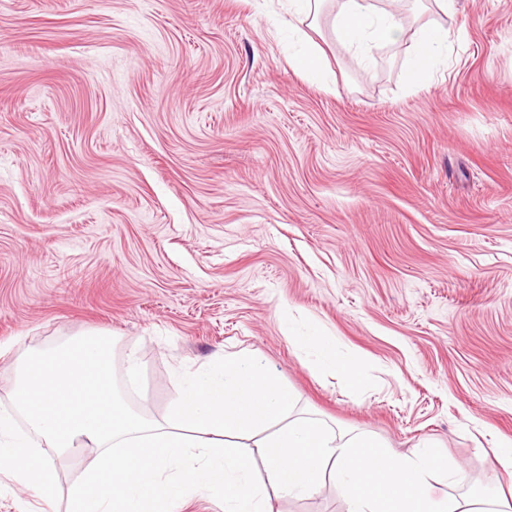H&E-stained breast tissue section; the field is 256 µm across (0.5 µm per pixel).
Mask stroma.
<instances>
[{
    "instance_id": "obj_1",
    "label": "stroma",
    "mask_w": 512,
    "mask_h": 512,
    "mask_svg": "<svg viewBox=\"0 0 512 512\" xmlns=\"http://www.w3.org/2000/svg\"><path fill=\"white\" fill-rule=\"evenodd\" d=\"M285 0H0V411L28 351L111 332L116 386L160 420L175 377L247 350L336 429L429 441L466 492L512 486V0H408L362 68ZM438 26L448 62H407ZM328 84L289 61L300 35ZM336 339L365 380L316 368ZM95 455L52 454L53 498L0 472V512H66ZM273 512H346L331 479ZM448 52V29L423 26L408 59L411 81L426 85L444 63Z\"/></svg>"
}]
</instances>
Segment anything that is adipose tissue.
Instances as JSON below:
<instances>
[{
	"label": "adipose tissue",
	"mask_w": 512,
	"mask_h": 512,
	"mask_svg": "<svg viewBox=\"0 0 512 512\" xmlns=\"http://www.w3.org/2000/svg\"><path fill=\"white\" fill-rule=\"evenodd\" d=\"M389 2L385 10L373 0H339L333 31L361 65L369 64L373 48L405 34L402 0ZM447 52V29L421 27L408 59L412 82L427 84ZM301 342L321 368L360 385L357 366L340 357L331 337L315 332ZM112 347L110 335L95 333L28 353L15 395L26 431L0 413V468H10L32 495L48 496L56 485L41 445L94 450L68 512H177L186 499L215 494L224 512H271V496L310 494L326 474L347 512H512V499L496 494L433 499L432 482L457 487L464 472L426 448L394 458L369 436L339 434L296 412L292 394L246 352L181 375L165 419L148 418L116 391Z\"/></svg>",
	"instance_id": "adipose-tissue-1"
}]
</instances>
